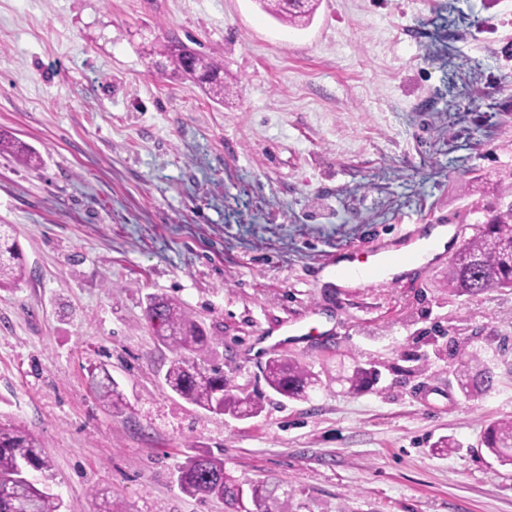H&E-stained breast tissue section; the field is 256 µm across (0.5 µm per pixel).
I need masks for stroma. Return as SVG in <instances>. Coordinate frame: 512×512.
I'll list each match as a JSON object with an SVG mask.
<instances>
[{
    "instance_id": "35a3bbf8",
    "label": "stroma",
    "mask_w": 512,
    "mask_h": 512,
    "mask_svg": "<svg viewBox=\"0 0 512 512\" xmlns=\"http://www.w3.org/2000/svg\"><path fill=\"white\" fill-rule=\"evenodd\" d=\"M172 36L220 58L235 96L155 66ZM0 132L41 157L0 153L26 268L0 288V420L53 458L62 512H229L177 481L208 453L243 490L277 484V512H512V466L482 444L512 421V290L453 293L444 263L404 287L319 276L370 239L512 205V0H321L302 30L256 0H0ZM152 294L205 327L195 362L257 417L165 387ZM314 311L330 335L279 354L317 384L288 399L266 335ZM449 347L490 391L464 396ZM358 366L378 381L351 389ZM96 370L98 371L97 373L95 372ZM90 378L100 400L109 407H118L122 404L124 395L105 368L92 369L90 371Z\"/></svg>"
}]
</instances>
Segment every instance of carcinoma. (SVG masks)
Segmentation results:
<instances>
[{
  "instance_id": "1",
  "label": "carcinoma",
  "mask_w": 512,
  "mask_h": 512,
  "mask_svg": "<svg viewBox=\"0 0 512 512\" xmlns=\"http://www.w3.org/2000/svg\"><path fill=\"white\" fill-rule=\"evenodd\" d=\"M260 9L279 23L297 29L308 27L320 0H256ZM148 55L166 58L170 73L188 75L222 104L226 98L224 63L211 55L194 52L168 39L151 48ZM0 151L13 153L26 166L38 162L35 151L0 139ZM9 224H0V288L14 285L25 276V267ZM448 287L461 295L491 288H512V205L480 224L462 244L448 265ZM147 316L158 339L175 359L164 376L166 386L189 403L211 413L249 418L260 405L226 390L224 372L203 368L187 354L205 349L211 337L174 301L159 295L148 299ZM91 383L100 400L110 407L122 404L124 395L109 372L99 367L90 371ZM265 381L275 393L290 399L306 397L315 377L298 364L282 357L266 365ZM492 373L484 369L461 383L465 396H476L492 386ZM482 444L503 465L512 466V421L488 423ZM54 462L31 434L10 423H0V512H16L18 502L28 501L34 512H60L61 503L49 485ZM183 491L191 496H220L229 508L238 510L240 486L224 472V459L214 455L191 457L179 470ZM259 512H275L273 491L264 483L253 486Z\"/></svg>"
}]
</instances>
